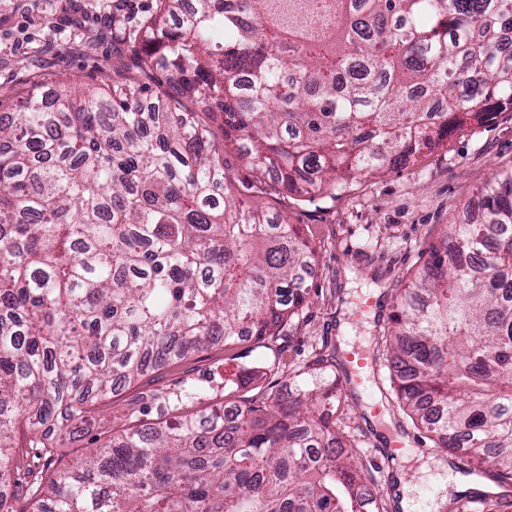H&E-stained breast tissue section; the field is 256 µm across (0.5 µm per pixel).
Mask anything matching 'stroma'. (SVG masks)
I'll list each match as a JSON object with an SVG mask.
<instances>
[{
	"instance_id": "1",
	"label": "stroma",
	"mask_w": 512,
	"mask_h": 512,
	"mask_svg": "<svg viewBox=\"0 0 512 512\" xmlns=\"http://www.w3.org/2000/svg\"><path fill=\"white\" fill-rule=\"evenodd\" d=\"M154 0H0V108L11 109L39 78L83 83L112 78V64L132 56L133 33ZM512 168V115L457 132L450 145L424 150L416 164L363 180L336 199L289 202L292 223L317 248L308 281L310 308L279 345L288 376L335 357L340 374L353 344L373 354V375L347 388L338 428L372 468L371 489L387 512L402 496L411 512H436L440 492L485 488L486 479L454 469L399 405L379 343L401 293L427 257L442 224L465 219L485 183ZM406 444L383 461L389 438Z\"/></svg>"
}]
</instances>
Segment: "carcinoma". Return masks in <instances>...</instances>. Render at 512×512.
Here are the masks:
<instances>
[{
  "mask_svg": "<svg viewBox=\"0 0 512 512\" xmlns=\"http://www.w3.org/2000/svg\"><path fill=\"white\" fill-rule=\"evenodd\" d=\"M509 30L512 0H155L112 82H38L1 114L0 512H380L345 393L289 390L281 350L257 391L241 364L180 376L92 432L140 378L297 326L315 249L279 194L334 199L512 114ZM483 194L385 339L414 423L488 465L442 512L512 490V171Z\"/></svg>",
  "mask_w": 512,
  "mask_h": 512,
  "instance_id": "cac0c4a2",
  "label": "carcinoma"
}]
</instances>
